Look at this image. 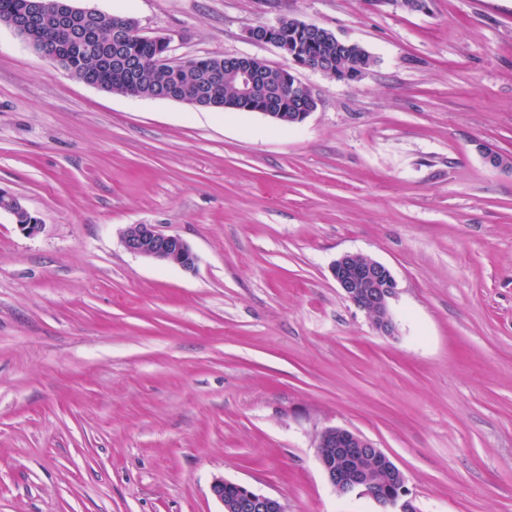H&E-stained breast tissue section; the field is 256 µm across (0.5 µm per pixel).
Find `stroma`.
Segmentation results:
<instances>
[{
    "label": "stroma",
    "instance_id": "1",
    "mask_svg": "<svg viewBox=\"0 0 512 512\" xmlns=\"http://www.w3.org/2000/svg\"><path fill=\"white\" fill-rule=\"evenodd\" d=\"M256 56L288 16L358 43L359 81L305 69L301 124L80 81L0 23V512H220L221 477L284 512L338 495L328 427L382 448L417 512H512V0H73ZM505 160L488 165L483 148ZM132 224L193 270L128 252ZM398 283L379 336L332 278ZM10 215L15 224L28 234L35 233L39 228L38 219L23 204L22 199L12 191L0 188V215ZM127 251L157 262L193 270L196 256L183 238L165 234L153 224H132L123 232Z\"/></svg>",
    "mask_w": 512,
    "mask_h": 512
}]
</instances>
